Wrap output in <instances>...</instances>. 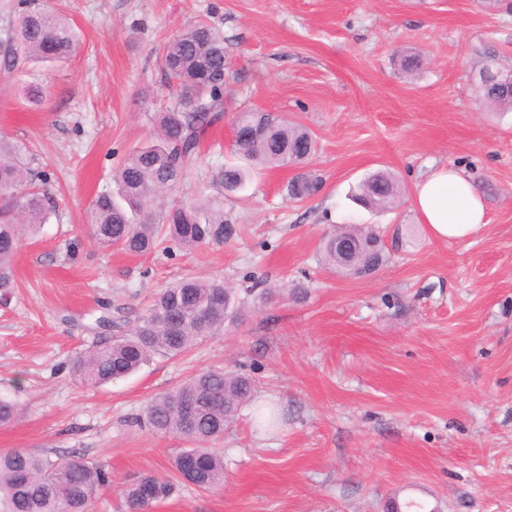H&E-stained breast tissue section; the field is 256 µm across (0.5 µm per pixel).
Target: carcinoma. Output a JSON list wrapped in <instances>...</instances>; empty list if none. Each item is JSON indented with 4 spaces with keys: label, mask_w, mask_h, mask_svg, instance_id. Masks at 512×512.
<instances>
[{
    "label": "carcinoma",
    "mask_w": 512,
    "mask_h": 512,
    "mask_svg": "<svg viewBox=\"0 0 512 512\" xmlns=\"http://www.w3.org/2000/svg\"><path fill=\"white\" fill-rule=\"evenodd\" d=\"M4 53L12 65L21 60L59 62L71 55L78 34L73 24L54 13L49 0H23ZM224 37L206 22L173 38L164 56V76L176 89L177 101L159 118L154 141L132 151L115 169L117 191H104L91 201L93 237L103 248L119 247L150 254L172 247L193 249L222 244L234 233L224 215V192L242 189L249 165L279 168L303 163L314 151L309 131L288 125L267 112H242L237 117L234 152L241 163L219 168L213 181L218 192L176 205L155 217L144 211L154 193L174 190L187 176V162L208 128L220 116L224 92ZM512 99V81L482 86L479 100L505 110ZM44 181L38 158L23 143L0 139V285L9 283L11 262L21 231L48 222L55 202L40 187ZM322 181L307 173L295 175L287 195L302 201L319 192ZM399 195L387 171L370 174L359 185L358 200L385 210ZM380 249L362 252L351 265L373 269ZM242 317L241 302L222 281L186 278L170 284L153 300L129 333L112 336L82 352L73 372L94 384L122 378L153 358L171 360L224 325ZM254 392L249 376L222 369L192 375L177 389L154 397L146 406L149 426L193 444L172 461L173 473L209 491L224 484V459L213 448L224 438ZM190 398L195 414L185 416ZM112 485L110 474L81 455L51 459L27 448L0 452V512H94L100 490ZM173 483L153 475L130 479L122 489L128 512H144L170 495Z\"/></svg>",
    "instance_id": "obj_1"
}]
</instances>
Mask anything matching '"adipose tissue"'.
Returning a JSON list of instances; mask_svg holds the SVG:
<instances>
[{
  "label": "adipose tissue",
  "mask_w": 512,
  "mask_h": 512,
  "mask_svg": "<svg viewBox=\"0 0 512 512\" xmlns=\"http://www.w3.org/2000/svg\"><path fill=\"white\" fill-rule=\"evenodd\" d=\"M414 204L430 234L464 241L485 224V205L473 184L457 169L443 166L414 186Z\"/></svg>",
  "instance_id": "obj_1"
}]
</instances>
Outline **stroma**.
<instances>
[{
    "label": "stroma",
    "mask_w": 512,
    "mask_h": 512,
    "mask_svg": "<svg viewBox=\"0 0 512 512\" xmlns=\"http://www.w3.org/2000/svg\"><path fill=\"white\" fill-rule=\"evenodd\" d=\"M74 24L73 55L54 68L0 64V139L39 158L56 214L20 240L0 288V396L17 415L0 452L74 453L112 475L95 512H127L134 474L165 478L187 440L140 425L149 401L195 372L224 368L255 381L224 434V487L189 484L150 512H512V111L480 105L486 67L512 74V0H51ZM205 21L232 62L224 111L160 214L213 193L214 170L237 162L238 113L305 127V168L323 186L296 202V167L257 169L227 197L236 233L221 245L133 255L99 248L88 222L112 174L147 142L172 90L168 42ZM405 55L424 65L409 75ZM44 86L26 103L27 83ZM459 167L488 222L463 242L433 239L413 186ZM385 169L401 187L386 210L352 199ZM371 226L381 264L364 275L328 265L338 227ZM184 277L252 282L275 298L250 307L180 357L97 386L74 359L130 329L153 297ZM112 321L111 330L98 325Z\"/></svg>",
    "instance_id": "1"
}]
</instances>
